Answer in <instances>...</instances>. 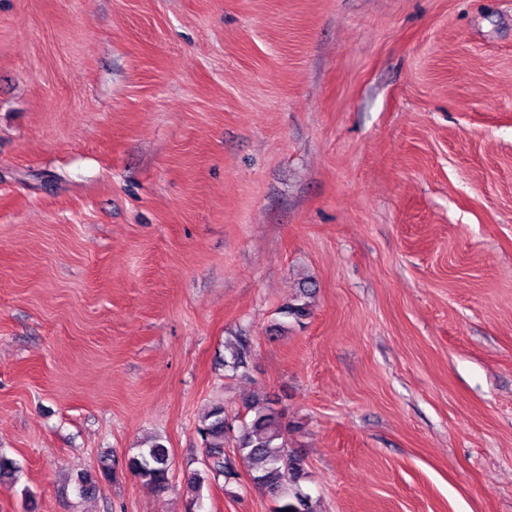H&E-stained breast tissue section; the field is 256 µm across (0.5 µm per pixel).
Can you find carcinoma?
<instances>
[{
	"instance_id": "cac0c4a2",
	"label": "carcinoma",
	"mask_w": 512,
	"mask_h": 512,
	"mask_svg": "<svg viewBox=\"0 0 512 512\" xmlns=\"http://www.w3.org/2000/svg\"><path fill=\"white\" fill-rule=\"evenodd\" d=\"M280 314L297 321L310 316L305 303H286ZM224 366L232 371L245 366L250 354V341L246 336H237L224 346ZM250 418L235 426L224 413V405H212L198 428L204 446V466L215 477H223L224 484L237 481L239 473L234 459L225 453V441L229 434L234 437L236 451L250 463L254 484L278 496L275 512H314L310 496L305 493L300 480L304 475L302 460L291 455L288 448L289 425L283 421V413L274 400L254 398L245 403ZM171 459L170 450L164 444L153 442L139 448L127 460L129 472L143 485L161 488L168 481ZM112 471L103 465L98 471L87 472L79 479L83 493L93 491L103 481L109 480Z\"/></svg>"
}]
</instances>
